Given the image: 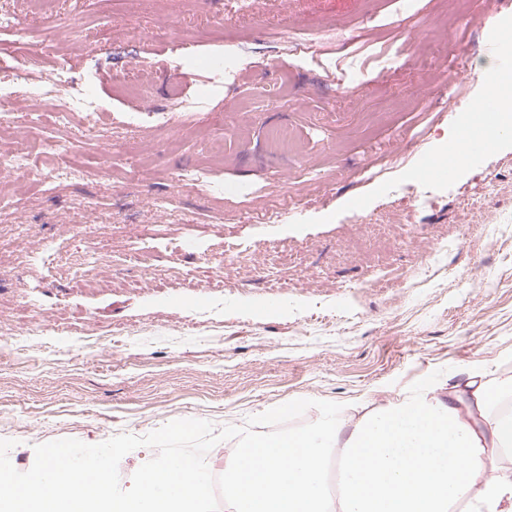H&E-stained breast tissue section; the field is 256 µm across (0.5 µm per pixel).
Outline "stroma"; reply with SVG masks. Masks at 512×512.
Wrapping results in <instances>:
<instances>
[{
  "label": "stroma",
  "mask_w": 512,
  "mask_h": 512,
  "mask_svg": "<svg viewBox=\"0 0 512 512\" xmlns=\"http://www.w3.org/2000/svg\"><path fill=\"white\" fill-rule=\"evenodd\" d=\"M0 9L6 97L36 52L97 105L91 131L0 107V158L39 170L0 182V439L18 471L58 439L241 426L294 399L373 408L476 360L512 376V112L490 151L422 172L492 96L484 49L512 6Z\"/></svg>",
  "instance_id": "35a3bbf8"
}]
</instances>
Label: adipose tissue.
<instances>
[{
    "mask_svg": "<svg viewBox=\"0 0 512 512\" xmlns=\"http://www.w3.org/2000/svg\"><path fill=\"white\" fill-rule=\"evenodd\" d=\"M483 362L448 394L424 389L309 431L247 436L224 478L233 512H512V377L489 388ZM338 448L337 498L326 451Z\"/></svg>",
    "mask_w": 512,
    "mask_h": 512,
    "instance_id": "ef3b65f1",
    "label": "adipose tissue"
}]
</instances>
